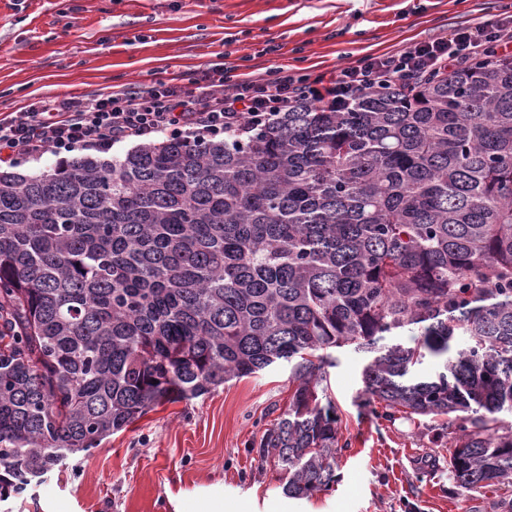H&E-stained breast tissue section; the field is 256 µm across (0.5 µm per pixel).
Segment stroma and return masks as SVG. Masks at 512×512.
Masks as SVG:
<instances>
[{
  "label": "stroma",
  "instance_id": "obj_1",
  "mask_svg": "<svg viewBox=\"0 0 512 512\" xmlns=\"http://www.w3.org/2000/svg\"><path fill=\"white\" fill-rule=\"evenodd\" d=\"M512 0H0V114L50 96L96 97L198 78L229 64L252 80L275 66L315 76L452 30L496 25ZM319 397L349 442L332 488L284 494L272 462L247 451L288 405L281 361L188 402L167 403L98 448L68 457L10 512H512V491L460 495L445 417L361 413L366 356L336 350Z\"/></svg>",
  "mask_w": 512,
  "mask_h": 512
}]
</instances>
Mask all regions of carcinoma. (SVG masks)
I'll return each mask as SVG.
<instances>
[{"label": "carcinoma", "instance_id": "carcinoma-1", "mask_svg": "<svg viewBox=\"0 0 512 512\" xmlns=\"http://www.w3.org/2000/svg\"><path fill=\"white\" fill-rule=\"evenodd\" d=\"M409 326L416 346L380 344ZM351 345L372 354L361 410L454 415L456 486H512V59L0 172V502L280 360L288 409L250 452L288 496L326 490L348 442L318 389Z\"/></svg>", "mask_w": 512, "mask_h": 512}]
</instances>
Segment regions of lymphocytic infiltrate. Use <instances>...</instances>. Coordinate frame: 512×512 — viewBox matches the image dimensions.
I'll return each mask as SVG.
<instances>
[{
  "label": "lymphocytic infiltrate",
  "mask_w": 512,
  "mask_h": 512,
  "mask_svg": "<svg viewBox=\"0 0 512 512\" xmlns=\"http://www.w3.org/2000/svg\"><path fill=\"white\" fill-rule=\"evenodd\" d=\"M511 44L512 14L493 28H458L394 54L366 56L331 77L293 75L278 67L268 78L251 82L239 79L235 67L227 66L198 86L162 83L146 91L44 101L19 115L0 118V162L15 165L49 152L105 153L116 144L156 135L193 141L214 138L227 130L261 125L300 100L345 103L372 87L414 83L433 72L467 67Z\"/></svg>",
  "instance_id": "f902f5d3"
}]
</instances>
